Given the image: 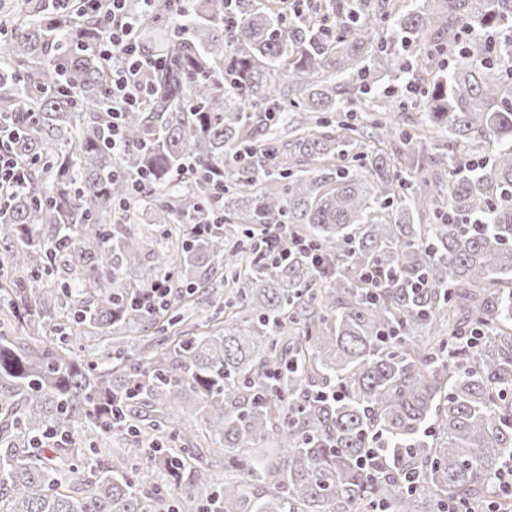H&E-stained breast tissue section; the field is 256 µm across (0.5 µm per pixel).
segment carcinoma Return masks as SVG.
I'll use <instances>...</instances> for the list:
<instances>
[{
	"label": "carcinoma",
	"instance_id": "obj_1",
	"mask_svg": "<svg viewBox=\"0 0 512 512\" xmlns=\"http://www.w3.org/2000/svg\"><path fill=\"white\" fill-rule=\"evenodd\" d=\"M108 30L59 0L0 23L25 167L0 198V512H481L512 462V0H152L166 64L118 155ZM411 72L417 126L399 97L338 119ZM285 112L315 117L257 154L253 114ZM435 130L446 177L395 147ZM284 224L277 251L234 241ZM215 277L231 296L188 324ZM90 428L138 454L104 466Z\"/></svg>",
	"mask_w": 512,
	"mask_h": 512
}]
</instances>
